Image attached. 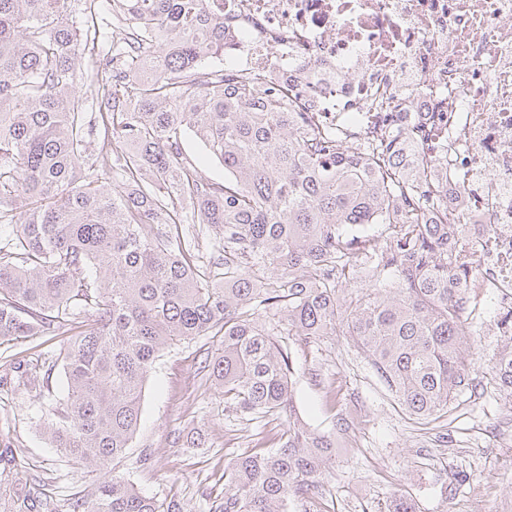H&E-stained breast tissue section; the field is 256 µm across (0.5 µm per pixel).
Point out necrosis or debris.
Listing matches in <instances>:
<instances>
[{"instance_id":"necrosis-or-debris-1","label":"necrosis or debris","mask_w":512,"mask_h":512,"mask_svg":"<svg viewBox=\"0 0 512 512\" xmlns=\"http://www.w3.org/2000/svg\"><path fill=\"white\" fill-rule=\"evenodd\" d=\"M224 57L347 138L418 134L462 189L473 289L512 288V0H224Z\"/></svg>"}]
</instances>
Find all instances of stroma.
Masks as SVG:
<instances>
[{
    "label": "stroma",
    "instance_id": "stroma-1",
    "mask_svg": "<svg viewBox=\"0 0 512 512\" xmlns=\"http://www.w3.org/2000/svg\"><path fill=\"white\" fill-rule=\"evenodd\" d=\"M503 312L496 294L470 298L471 384L427 424L405 415L350 337H284L297 370L295 411L318 432L333 431L340 417L349 425L317 493L291 512H392L399 497L414 512H512V396L492 379L505 350ZM67 341L61 334L0 343V446L16 448L19 477L42 479L57 500L90 489L97 478L62 456L45 432L67 394L59 359ZM216 349L202 336L162 353L131 446L106 465L144 495L179 501L184 512H209L224 493L225 465L288 426L287 418L257 422L225 404L222 389L199 369ZM452 483L457 492H449Z\"/></svg>",
    "mask_w": 512,
    "mask_h": 512
}]
</instances>
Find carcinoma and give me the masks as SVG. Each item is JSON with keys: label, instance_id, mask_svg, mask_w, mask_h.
<instances>
[{"label": "carcinoma", "instance_id": "obj_1", "mask_svg": "<svg viewBox=\"0 0 512 512\" xmlns=\"http://www.w3.org/2000/svg\"><path fill=\"white\" fill-rule=\"evenodd\" d=\"M66 3L0 0V340L75 332L67 399L46 428L60 452L99 468L124 457L156 360L201 336L218 342L210 377L224 400L255 419L288 413L271 447L224 469L210 512H289L347 434L293 413L280 336L339 329L410 418L448 408L469 385L463 284L478 271L455 258L466 226L445 164L410 132L392 148L314 128L258 73L198 71L224 55V0H112L121 45L87 77L75 61L96 39V13L74 26ZM82 83L110 154L89 152L97 124ZM185 129L227 181L186 161ZM186 224L222 227L224 240L203 252ZM366 224L384 225L383 244L358 239ZM347 272L374 288L345 296ZM493 373L512 396V350ZM15 454L0 448V500L62 512L40 481L16 479ZM68 509L183 512L109 471Z\"/></svg>", "mask_w": 512, "mask_h": 512}]
</instances>
